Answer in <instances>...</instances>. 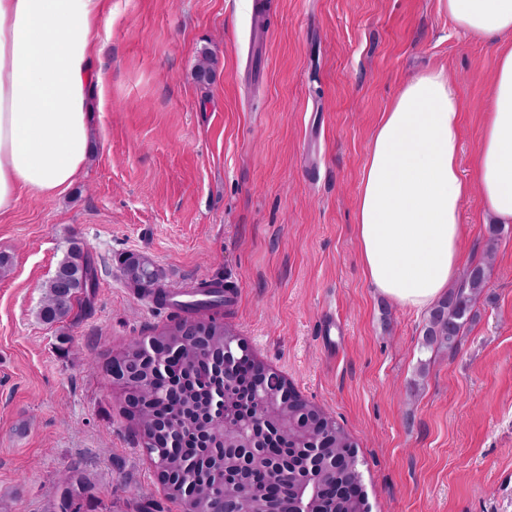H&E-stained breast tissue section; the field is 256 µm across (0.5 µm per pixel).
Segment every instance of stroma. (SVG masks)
I'll return each instance as SVG.
<instances>
[{"instance_id": "stroma-1", "label": "stroma", "mask_w": 512, "mask_h": 512, "mask_svg": "<svg viewBox=\"0 0 512 512\" xmlns=\"http://www.w3.org/2000/svg\"><path fill=\"white\" fill-rule=\"evenodd\" d=\"M102 36L82 175L0 216V512H52L65 474L80 512H178L106 370L172 315L128 288L137 254L168 290L223 282L224 323L356 442L371 512H512V224L491 237L479 196L463 205L462 266L494 258L453 351L426 346L428 313L371 288L355 226L373 131L427 70L468 103L470 173L493 46L439 0H112ZM73 239L97 286L43 323Z\"/></svg>"}]
</instances>
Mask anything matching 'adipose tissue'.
Here are the masks:
<instances>
[{
  "label": "adipose tissue",
  "mask_w": 512,
  "mask_h": 512,
  "mask_svg": "<svg viewBox=\"0 0 512 512\" xmlns=\"http://www.w3.org/2000/svg\"><path fill=\"white\" fill-rule=\"evenodd\" d=\"M462 32L492 43V107L478 161L459 166L463 101L444 69L404 86L377 124L356 203L360 260L379 293L423 310L456 277L464 202L512 223V0H442ZM112 0H0V214L20 193L57 196L90 149L89 95L104 85L101 28Z\"/></svg>",
  "instance_id": "obj_1"
}]
</instances>
